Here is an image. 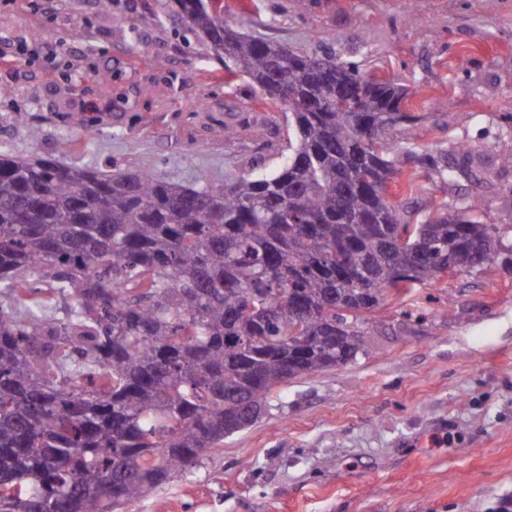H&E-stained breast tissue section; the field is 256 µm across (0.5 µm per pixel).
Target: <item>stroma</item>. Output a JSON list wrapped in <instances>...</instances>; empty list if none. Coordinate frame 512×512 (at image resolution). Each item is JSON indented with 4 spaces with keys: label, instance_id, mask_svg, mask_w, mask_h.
Here are the masks:
<instances>
[{
    "label": "stroma",
    "instance_id": "stroma-1",
    "mask_svg": "<svg viewBox=\"0 0 512 512\" xmlns=\"http://www.w3.org/2000/svg\"><path fill=\"white\" fill-rule=\"evenodd\" d=\"M234 28L406 85L416 142H458L481 189L404 178L408 211L480 194L508 225L512 0H223ZM175 0H0V152L185 186L276 166L286 112L231 77ZM231 136H223L222 128ZM91 136H83V129ZM369 355L289 381L251 426L124 512H500L512 499V269L492 263L387 300Z\"/></svg>",
    "mask_w": 512,
    "mask_h": 512
}]
</instances>
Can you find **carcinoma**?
I'll return each instance as SVG.
<instances>
[{
  "label": "carcinoma",
  "instance_id": "cac0c4a2",
  "mask_svg": "<svg viewBox=\"0 0 512 512\" xmlns=\"http://www.w3.org/2000/svg\"><path fill=\"white\" fill-rule=\"evenodd\" d=\"M176 3L224 70L306 107L276 168L225 183L0 154V512L150 498L283 383L367 354L365 315L388 297L451 263L512 268L479 198L415 224L387 198L405 162L410 193L484 173L464 145L451 162L418 148L401 84L247 36L209 0Z\"/></svg>",
  "mask_w": 512,
  "mask_h": 512
}]
</instances>
